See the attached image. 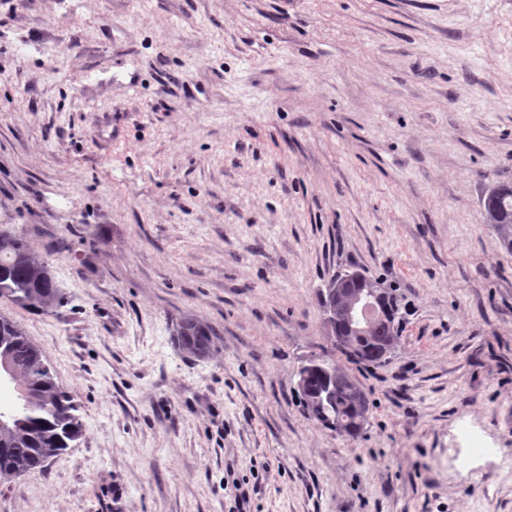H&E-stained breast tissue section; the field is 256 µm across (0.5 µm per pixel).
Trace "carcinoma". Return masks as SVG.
<instances>
[{
	"label": "carcinoma",
	"mask_w": 512,
	"mask_h": 512,
	"mask_svg": "<svg viewBox=\"0 0 512 512\" xmlns=\"http://www.w3.org/2000/svg\"><path fill=\"white\" fill-rule=\"evenodd\" d=\"M486 222L500 243L512 251V183L495 182L482 195ZM22 308L51 312L64 306L46 259L36 253L27 238L0 229V299ZM400 316L380 321L368 336H350L342 353L354 362L381 364L378 345L400 339ZM178 346L197 357L211 349V332L203 323L184 318L176 326ZM13 372L0 383L8 399L0 403V476L13 477L43 470L83 432V423L72 397L56 382L53 368L41 349L11 318L0 314V361ZM359 384L339 365L314 362L307 370L306 387L298 394L303 407H311L312 419L328 428L342 420L347 435L355 436L362 408Z\"/></svg>",
	"instance_id": "carcinoma-1"
}]
</instances>
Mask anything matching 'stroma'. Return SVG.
I'll return each mask as SVG.
<instances>
[{
	"mask_svg": "<svg viewBox=\"0 0 512 512\" xmlns=\"http://www.w3.org/2000/svg\"><path fill=\"white\" fill-rule=\"evenodd\" d=\"M493 181L512 0H0V228L68 299L0 314L85 424L0 478V512H512ZM349 268L398 290L384 366L324 334L318 290ZM312 355L362 385L357 437L304 410ZM464 423L497 453L453 469ZM211 332L203 323L184 318L176 326L175 336L178 346L197 357H206L211 349Z\"/></svg>",
	"mask_w": 512,
	"mask_h": 512,
	"instance_id": "35a3bbf8",
	"label": "stroma"
}]
</instances>
